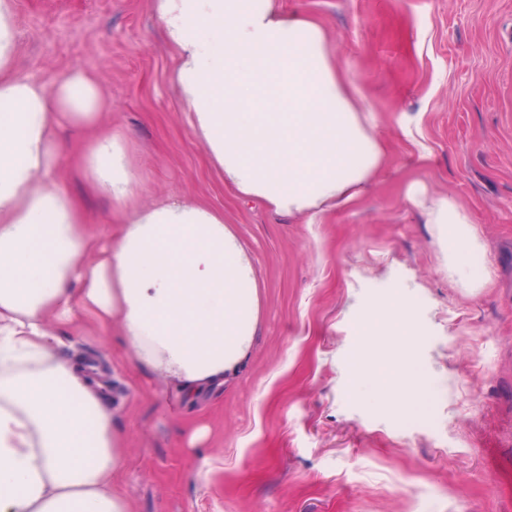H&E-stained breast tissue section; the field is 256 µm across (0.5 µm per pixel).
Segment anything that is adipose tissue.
<instances>
[{"mask_svg":"<svg viewBox=\"0 0 512 512\" xmlns=\"http://www.w3.org/2000/svg\"><path fill=\"white\" fill-rule=\"evenodd\" d=\"M176 53L179 107L226 187L311 221L360 201L385 146L317 22L279 0H153ZM15 2L0 0V512H131L113 487L124 440L56 329L89 313L126 355L181 393L222 386L247 358L259 293L252 258L222 214L190 199L132 205L136 179L98 79L74 68L52 85L13 71ZM121 214L86 230L63 159ZM437 225L454 270L485 280L469 214L446 195L410 194ZM352 354L356 390L385 401L426 386L417 362L392 375L383 340L413 339L402 293L371 306Z\"/></svg>","mask_w":512,"mask_h":512,"instance_id":"obj_1","label":"adipose tissue"}]
</instances>
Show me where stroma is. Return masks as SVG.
<instances>
[{
	"mask_svg": "<svg viewBox=\"0 0 512 512\" xmlns=\"http://www.w3.org/2000/svg\"><path fill=\"white\" fill-rule=\"evenodd\" d=\"M319 23L387 145L368 195L296 222L234 194L177 105L176 56L152 0H15L17 74L94 73L149 205L190 198L223 213L256 270L257 340L221 388L176 393L128 360L90 316L66 353L103 386L125 439L132 512H512V0H280ZM90 221L111 201L63 162ZM417 183L473 220L488 282L448 264ZM411 303L428 407L356 395L358 322L393 291ZM206 424L207 441L187 444Z\"/></svg>",
	"mask_w": 512,
	"mask_h": 512,
	"instance_id": "35a3bbf8",
	"label": "stroma"
}]
</instances>
